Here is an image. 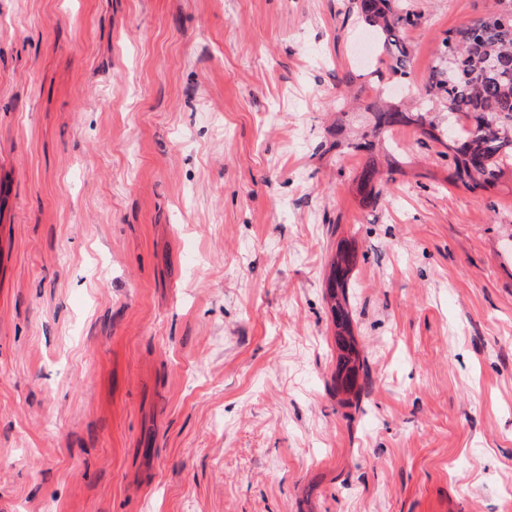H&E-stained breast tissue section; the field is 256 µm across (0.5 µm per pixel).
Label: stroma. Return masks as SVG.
<instances>
[{"label": "stroma", "mask_w": 512, "mask_h": 512, "mask_svg": "<svg viewBox=\"0 0 512 512\" xmlns=\"http://www.w3.org/2000/svg\"><path fill=\"white\" fill-rule=\"evenodd\" d=\"M407 3L416 96L488 3ZM348 5L0 0V512H512V180L398 127L362 204ZM400 170V162L395 156L390 154L388 155L387 176L383 178L380 177L374 160H369L358 175V190L362 203L366 205L373 203L381 193L382 187L389 181H393L392 175ZM354 260V253L339 250L331 263V274L327 281V296L337 329L336 346L340 351L337 363L338 374L342 375L345 388L356 385L361 372L364 381L368 378L365 358L361 357L353 336L348 332L351 319L348 309L347 273Z\"/></svg>", "instance_id": "35a3bbf8"}]
</instances>
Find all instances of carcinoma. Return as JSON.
I'll use <instances>...</instances> for the list:
<instances>
[{
    "label": "carcinoma",
    "mask_w": 512,
    "mask_h": 512,
    "mask_svg": "<svg viewBox=\"0 0 512 512\" xmlns=\"http://www.w3.org/2000/svg\"><path fill=\"white\" fill-rule=\"evenodd\" d=\"M354 13L376 36L386 57L385 69L369 70L366 76L382 81L384 72L401 78L407 74L410 49L402 33L418 24L420 15L403 0H349ZM446 108L436 111V106ZM374 124L355 151L373 152L396 127L412 126L432 143L444 148L451 178L470 191L498 185L512 167V0H493L488 13L468 24L451 28L438 37L431 73L416 105L404 98L389 97L365 105ZM400 171V162L388 155L387 176L381 177L374 161L358 175L362 203H373L382 187ZM355 254L340 250L331 263L327 296L336 324L338 374L351 388L358 378H368L365 358L348 335L347 273Z\"/></svg>",
    "instance_id": "cac0c4a2"
}]
</instances>
